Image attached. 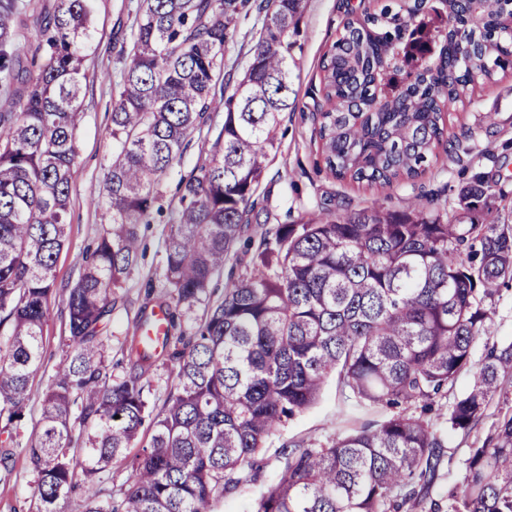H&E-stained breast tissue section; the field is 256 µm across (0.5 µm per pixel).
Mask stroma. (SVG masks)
Instances as JSON below:
<instances>
[{"label":"stroma","instance_id":"35a3bbf8","mask_svg":"<svg viewBox=\"0 0 512 512\" xmlns=\"http://www.w3.org/2000/svg\"><path fill=\"white\" fill-rule=\"evenodd\" d=\"M138 3L139 0H96L94 37L100 48L86 62L84 110L75 129L77 156L70 191L68 241L56 263V291L50 298V317L43 329L41 368L25 402L24 418L17 428L0 425V454L8 453L7 465L13 470L11 482L0 484V512H35L38 505L36 475L26 450L36 435L42 394L67 350L66 290L75 283L87 250L94 246L108 222L94 200L103 191L112 153V102L129 62L130 34ZM346 8L347 0H303L293 50L296 108L283 114L279 148L269 154L266 162L259 188L260 221L291 224L314 211L341 214L379 205L399 209L412 202L431 210L451 211L457 206L460 187L479 172L500 173L504 190L511 193L512 70L499 73L472 103L446 111L449 132L467 137L469 153L461 161H448L445 152H438L424 175L390 188L340 181L325 170L317 138L318 106L323 102L320 63L343 29ZM189 140L180 165L159 184L165 199H172L180 176L189 173L210 149L211 137L206 130H194ZM168 231V224L161 221L140 227V245L146 254L126 276L104 330L111 338L107 358L114 381L123 380L129 372L126 354L133 336L140 333L138 324L145 304L170 300L163 262ZM388 413V408L382 406L357 405L352 395L338 388L335 379H328L312 407L269 436L254 480L221 495L219 512H249L252 499L275 480L282 448L300 440L323 444L351 425L379 422Z\"/></svg>","mask_w":512,"mask_h":512}]
</instances>
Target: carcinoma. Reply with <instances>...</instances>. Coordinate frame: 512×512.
<instances>
[{"mask_svg":"<svg viewBox=\"0 0 512 512\" xmlns=\"http://www.w3.org/2000/svg\"><path fill=\"white\" fill-rule=\"evenodd\" d=\"M96 0H56L37 21L46 62L26 83L17 112L0 113V416L24 418L41 366L55 264L67 213L83 111L84 63L97 51ZM302 0H140L130 64L112 107V156L102 193L109 224L68 290L70 352L42 399L27 455L39 512H60L77 482L85 512H218V493L253 478L266 439L311 407L326 380L362 403L395 412L317 447L282 451L277 479L250 512H512V413L466 449L460 477L445 480L448 431L469 433L490 400L512 387V342L486 346L468 390L448 396L490 340L487 302L512 281V207L486 224L443 220L420 204L345 215L311 213L244 237L282 114L295 109L293 40ZM255 10L261 33L239 77L224 71L232 24ZM479 26L465 29L455 0H388L346 19L322 59L319 138L339 180L382 188L415 180L452 143L444 108L462 103L512 68V0H474ZM18 0H0V78L19 80ZM224 123L209 154L178 183L165 240L167 287L192 306L236 254L255 248L253 269L229 278L193 336L162 345L137 338L130 373L112 382L106 317L115 289L139 257L138 225L161 212L159 182L216 96ZM496 197L480 173L458 192L466 213ZM176 364V388L158 413L144 375L157 351ZM119 503L99 499L97 475L139 444ZM483 356H484V342L481 341L475 346V348L473 350L472 366L468 370L463 371L458 376L453 390L448 392V398L442 400V403H443V405H445V408L447 405L449 406L451 404V402L453 401L455 396L460 395L461 393H463L465 390H467L469 388V386L471 385L472 380H473V372L478 367Z\"/></svg>","mask_w":512,"mask_h":512,"instance_id":"carcinoma-1","label":"carcinoma"}]
</instances>
